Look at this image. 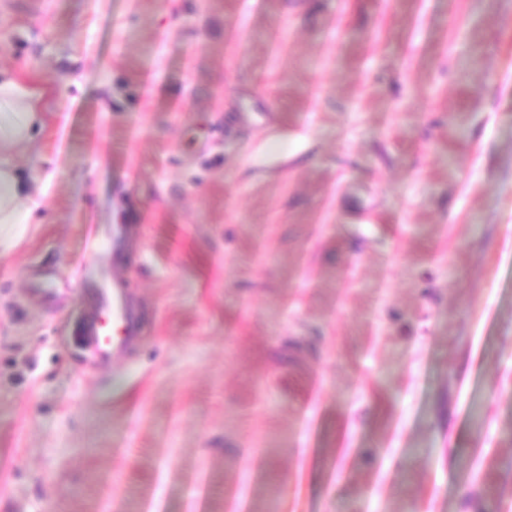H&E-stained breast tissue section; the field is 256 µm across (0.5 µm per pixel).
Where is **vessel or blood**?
<instances>
[{"mask_svg": "<svg viewBox=\"0 0 512 512\" xmlns=\"http://www.w3.org/2000/svg\"><path fill=\"white\" fill-rule=\"evenodd\" d=\"M95 315L86 327V345L97 364L107 365L125 349L134 333L123 288L109 268H101L92 290Z\"/></svg>", "mask_w": 512, "mask_h": 512, "instance_id": "b4317fda", "label": "vessel or blood"}]
</instances>
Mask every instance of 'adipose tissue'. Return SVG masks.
Listing matches in <instances>:
<instances>
[{
    "mask_svg": "<svg viewBox=\"0 0 512 512\" xmlns=\"http://www.w3.org/2000/svg\"><path fill=\"white\" fill-rule=\"evenodd\" d=\"M43 124L38 95L0 70V249L14 245L37 207V182L15 165Z\"/></svg>",
    "mask_w": 512,
    "mask_h": 512,
    "instance_id": "adipose-tissue-1",
    "label": "adipose tissue"
}]
</instances>
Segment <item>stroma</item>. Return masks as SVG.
<instances>
[{"label":"stroma","instance_id":"35a3bbf8","mask_svg":"<svg viewBox=\"0 0 512 512\" xmlns=\"http://www.w3.org/2000/svg\"><path fill=\"white\" fill-rule=\"evenodd\" d=\"M0 70V512H512V0H0ZM43 125L39 96L0 70V249L12 247L37 207V181L25 176L13 155L25 150ZM92 299L95 315L86 327V345L97 364L107 365L124 351L128 337L134 334L133 319L124 290L107 267L100 269ZM114 329L117 335H113Z\"/></svg>","mask_w":512,"mask_h":512}]
</instances>
